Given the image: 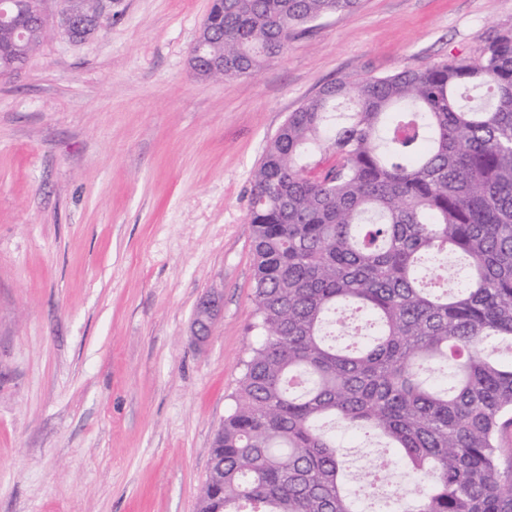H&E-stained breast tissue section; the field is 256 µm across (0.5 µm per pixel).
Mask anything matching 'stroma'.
<instances>
[{
	"label": "stroma",
	"mask_w": 512,
	"mask_h": 512,
	"mask_svg": "<svg viewBox=\"0 0 512 512\" xmlns=\"http://www.w3.org/2000/svg\"><path fill=\"white\" fill-rule=\"evenodd\" d=\"M210 7L115 0L94 39L52 32L0 80V512H198L256 339L267 144L328 83L473 59L512 28V0H364L222 82L190 66ZM222 309L223 300L218 292H207L200 299L191 322L192 336L197 343H203L207 340Z\"/></svg>",
	"instance_id": "35a3bbf8"
}]
</instances>
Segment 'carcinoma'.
I'll return each instance as SVG.
<instances>
[{
  "instance_id": "obj_1",
  "label": "carcinoma",
  "mask_w": 512,
  "mask_h": 512,
  "mask_svg": "<svg viewBox=\"0 0 512 512\" xmlns=\"http://www.w3.org/2000/svg\"><path fill=\"white\" fill-rule=\"evenodd\" d=\"M361 3L212 0L205 51L247 78ZM40 6L0 22V66L40 48ZM249 221L260 339L199 512H362L346 434L392 451L393 512H512V29L325 85L267 145Z\"/></svg>"
}]
</instances>
